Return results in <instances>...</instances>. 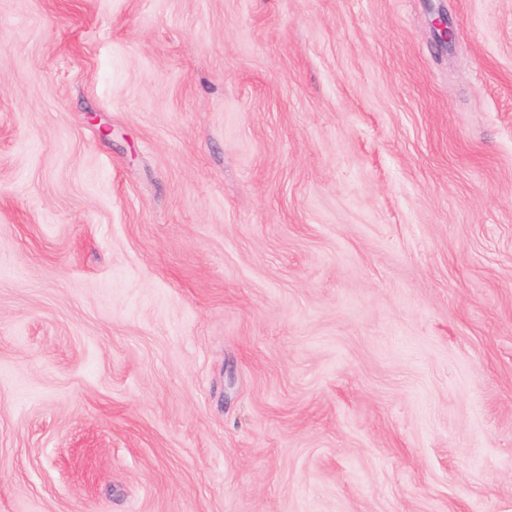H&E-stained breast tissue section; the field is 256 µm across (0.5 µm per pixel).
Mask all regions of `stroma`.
I'll return each mask as SVG.
<instances>
[{
  "label": "stroma",
  "mask_w": 512,
  "mask_h": 512,
  "mask_svg": "<svg viewBox=\"0 0 512 512\" xmlns=\"http://www.w3.org/2000/svg\"><path fill=\"white\" fill-rule=\"evenodd\" d=\"M0 512H512V0H0Z\"/></svg>",
  "instance_id": "obj_1"
}]
</instances>
